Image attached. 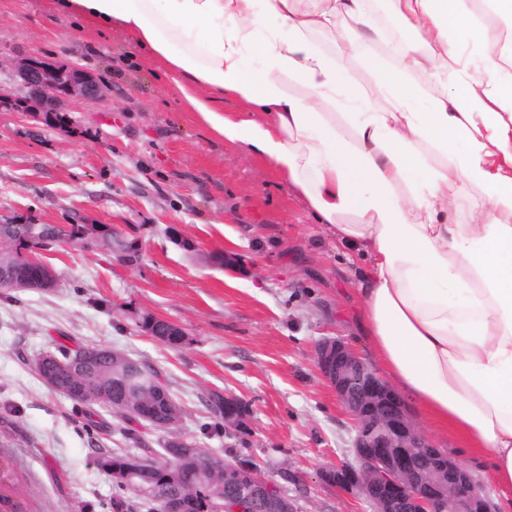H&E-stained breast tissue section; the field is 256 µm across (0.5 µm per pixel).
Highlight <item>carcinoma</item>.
<instances>
[{
	"mask_svg": "<svg viewBox=\"0 0 512 512\" xmlns=\"http://www.w3.org/2000/svg\"><path fill=\"white\" fill-rule=\"evenodd\" d=\"M58 230L53 224H0V264L14 263L19 249L28 243L44 246L57 242ZM68 242L86 250L112 249V229L104 225L74 224ZM166 389L160 375L152 367L141 363L139 371L132 372L128 358L121 355L109 362L96 366L85 393L71 398L80 404L101 403L103 390L121 392L123 407L116 414L125 422H139V409L153 406L163 409L162 400L156 398V389ZM128 456L115 453L99 461L101 468L112 475L115 496L112 507L122 512L125 506L122 494L136 492L135 482L125 475ZM152 477L148 492L141 496L147 512H165L169 500L177 494L187 493L192 505L189 512H210L214 490L224 480V470L211 469L192 462H180L163 454L157 459L150 458ZM0 512H33L28 498L21 489L12 454L0 449Z\"/></svg>",
	"mask_w": 512,
	"mask_h": 512,
	"instance_id": "1",
	"label": "carcinoma"
}]
</instances>
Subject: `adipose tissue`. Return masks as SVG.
Segmentation results:
<instances>
[{
    "mask_svg": "<svg viewBox=\"0 0 512 512\" xmlns=\"http://www.w3.org/2000/svg\"><path fill=\"white\" fill-rule=\"evenodd\" d=\"M388 3L411 36L394 65H375L387 109L313 39L369 50L371 0L57 7L152 55L214 135L267 160L365 259L361 321L382 371L487 459L512 505V24L479 16L488 8L512 21V0ZM417 72L441 94L425 96ZM227 97L245 115H226ZM459 196L472 200L465 224L450 213Z\"/></svg>",
    "mask_w": 512,
    "mask_h": 512,
    "instance_id": "adipose-tissue-1",
    "label": "adipose tissue"
}]
</instances>
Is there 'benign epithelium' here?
<instances>
[{"mask_svg": "<svg viewBox=\"0 0 512 512\" xmlns=\"http://www.w3.org/2000/svg\"><path fill=\"white\" fill-rule=\"evenodd\" d=\"M22 96L0 93V111L8 110L48 119L63 111L73 99L104 100L102 86L88 71L42 58H20L13 64ZM54 269L37 257V249H22L16 268L0 269V290L46 291L54 288ZM153 335L166 341L183 336V328L163 317H155ZM108 355L97 348L66 361L53 352L38 360L40 377L53 391L84 389L79 379L89 374ZM318 368L353 419L355 463H338L324 470L322 480L347 493L358 492L371 512H487L481 486L460 463L448 458L418 431L408 419L396 391L366 365L343 341L324 338L315 349ZM246 408L233 396H224V432L242 434ZM181 419L177 403L168 402L165 416L153 424L171 429ZM167 452L185 458L197 452L185 440L173 437ZM237 502L233 512H300L296 500L270 482L259 467L243 464L233 456L224 460V494L211 504V512H225L226 503Z\"/></svg>", "mask_w": 512, "mask_h": 512, "instance_id": "1", "label": "benign epithelium"}]
</instances>
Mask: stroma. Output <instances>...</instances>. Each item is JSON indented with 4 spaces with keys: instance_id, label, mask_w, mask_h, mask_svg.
Returning a JSON list of instances; mask_svg holds the SVG:
<instances>
[{
    "instance_id": "stroma-1",
    "label": "stroma",
    "mask_w": 512,
    "mask_h": 512,
    "mask_svg": "<svg viewBox=\"0 0 512 512\" xmlns=\"http://www.w3.org/2000/svg\"><path fill=\"white\" fill-rule=\"evenodd\" d=\"M75 64L103 101L73 100L60 129L0 112V217L26 224H104L120 245L59 243L39 256L57 274L48 291L0 292V439L35 512H114V453L158 457L170 435L214 458L211 393L247 408L244 456L302 512H369L321 473L353 462V423L313 358L325 336L375 360L359 323L363 261L327 234L285 179L244 147L216 138L173 98L159 65L121 31L52 11L50 0H0V88L16 91L14 60ZM186 333L156 341L145 315ZM107 347L155 367L182 419L174 432L135 425L95 406L103 427L50 390L34 361L57 345Z\"/></svg>"
}]
</instances>
